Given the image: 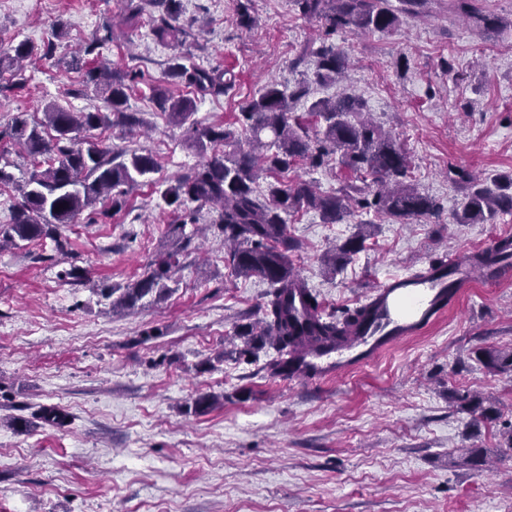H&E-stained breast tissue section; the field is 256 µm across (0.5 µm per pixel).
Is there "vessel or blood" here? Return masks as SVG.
Returning <instances> with one entry per match:
<instances>
[{
  "label": "vessel or blood",
  "mask_w": 512,
  "mask_h": 512,
  "mask_svg": "<svg viewBox=\"0 0 512 512\" xmlns=\"http://www.w3.org/2000/svg\"><path fill=\"white\" fill-rule=\"evenodd\" d=\"M475 275L465 261L452 258L386 278L368 296L363 324L344 343L308 352L301 377L340 379L373 365L401 341L435 324L473 288Z\"/></svg>",
  "instance_id": "1"
}]
</instances>
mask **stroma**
Here are the masks:
<instances>
[{
  "instance_id": "35a3bbf8",
  "label": "stroma",
  "mask_w": 512,
  "mask_h": 512,
  "mask_svg": "<svg viewBox=\"0 0 512 512\" xmlns=\"http://www.w3.org/2000/svg\"><path fill=\"white\" fill-rule=\"evenodd\" d=\"M432 0L422 19L388 32L336 34L350 55L349 81L371 118L406 149L410 181L434 197L438 215L406 224L355 210L337 224L301 210L287 215L295 271L326 313L360 305L388 275L422 269L441 254L472 255L512 239V214L458 224L460 173L512 177V30L484 34ZM124 0H0V52L28 43L23 71L0 72V129L47 105L103 108L72 50L87 66L132 71L126 107L134 130L80 133L152 153L156 173L139 178L121 208L97 202L61 226L70 257L52 240L0 248V512H512V371L486 367L489 350L512 349V276L476 280L423 335L341 380L287 381L264 369L272 349L246 354L241 327L263 317L268 285L234 275L212 208L199 207L181 241L175 290L112 311L102 289L146 275L173 247L178 210L165 182L206 152L188 127L170 123L151 89L192 100L197 127L220 126L246 145L236 115L275 81L310 70L305 45L321 25L292 0H251L252 28L236 0H181L182 45L159 42L149 23L130 25ZM190 67L235 77L229 94L168 84L172 55ZM32 170L23 148L0 142V225L11 223ZM360 250L338 266L330 247L357 233ZM218 396L205 413L198 395ZM479 397L484 411L464 399ZM45 408L64 419L50 424ZM488 463H466L462 449Z\"/></svg>"
}]
</instances>
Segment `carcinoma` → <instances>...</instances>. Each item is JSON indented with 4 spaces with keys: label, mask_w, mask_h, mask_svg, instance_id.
Returning a JSON list of instances; mask_svg holds the SVG:
<instances>
[{
    "label": "carcinoma",
    "mask_w": 512,
    "mask_h": 512,
    "mask_svg": "<svg viewBox=\"0 0 512 512\" xmlns=\"http://www.w3.org/2000/svg\"><path fill=\"white\" fill-rule=\"evenodd\" d=\"M300 14L322 22L325 38L315 52V68L310 80L287 89L276 82L268 83L258 96L243 103L238 123L251 134L250 147L223 154L215 153L190 173L172 180L163 193L169 206L181 208L188 203L212 205L217 219L212 226L224 237L226 259L237 275L257 276L265 280L267 293L262 330L255 334L248 327L239 335L250 337L253 346L270 345L276 356L265 364L273 377L287 378L298 366L307 350L344 342L363 320L365 309H348L341 315L326 316L319 294L293 269L288 252L297 248L288 238L284 214L298 209L314 210L322 222L334 224L354 206L374 209L402 223L414 217L436 215L439 206L434 198L420 192L406 181L409 157L401 143L391 133L375 123L366 111L365 102L343 91L339 95L319 99L310 104L308 115L317 119L320 129L309 135L300 117L293 115L295 104L308 93V84L334 83L343 77L350 65L348 53L331 42L339 31L388 32L399 25L403 15L420 17L426 14L427 0H399L394 8L389 0H293ZM152 7L159 12L153 34L161 41L179 45L187 31L174 24L180 0H127V19L133 20ZM457 10L462 18L478 30L512 28V19L487 13L470 3L459 0ZM25 42L13 47V53L0 56V69H15L32 56ZM75 70H85L84 80L103 98L106 111L71 112L49 105L44 119L28 121L23 116L11 126L0 130V141L9 139L21 145L28 156L47 158L46 167L35 166L15 208L13 223L0 227V247L19 246L21 242L51 239L59 253L68 251L58 228L71 224L84 209L100 200L117 197L136 178L156 171V162L148 153H128L102 143L89 142L83 147L76 135L100 127L132 128L138 120L126 111L128 90L137 74L109 69H84V61L76 56L71 62ZM226 71L218 68H187L181 57L173 58L168 77L215 93H228L234 80L225 78ZM152 100L170 121L182 126L194 114L190 100L176 97L168 90L155 88ZM193 141L219 142L228 146L233 132L212 127H191ZM269 136L266 141L263 136ZM297 159H306L314 167L336 161V164L371 177L375 190L346 184L335 192L323 194L310 181L300 180L291 185L271 182L267 196L255 194L254 184L264 171L282 172ZM468 192L460 212L459 224H484L499 213L512 212V178L505 185L486 183L470 173L461 176ZM179 250L169 252L144 277L117 292L103 291L112 308H132L147 297L159 300L173 292L168 282L179 268ZM512 257V242L502 251L481 252L468 262L490 269L503 259ZM485 364L494 370L512 371V352H486Z\"/></svg>",
    "instance_id": "cac0c4a2"
}]
</instances>
